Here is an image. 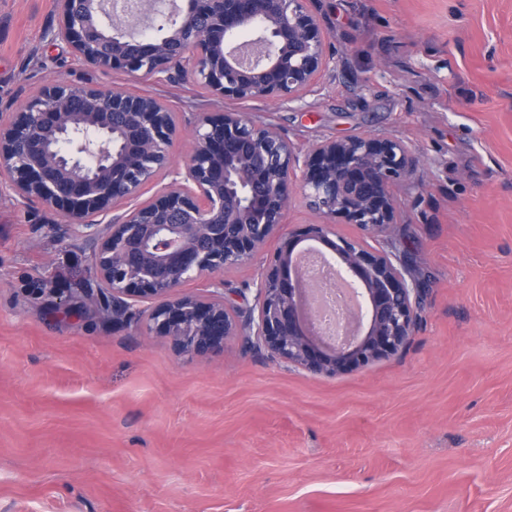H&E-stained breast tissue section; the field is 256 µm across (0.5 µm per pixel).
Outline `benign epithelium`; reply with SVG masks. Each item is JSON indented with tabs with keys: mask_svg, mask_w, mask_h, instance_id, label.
<instances>
[{
	"mask_svg": "<svg viewBox=\"0 0 512 512\" xmlns=\"http://www.w3.org/2000/svg\"><path fill=\"white\" fill-rule=\"evenodd\" d=\"M110 0H56L62 23L49 41L71 44L101 71L156 83L191 82L226 99L295 101L333 54L311 0H187L156 9L138 34ZM182 133L158 97L122 88L47 80L13 112L0 113V182L86 229L101 310L132 316L153 299V329L178 351L202 354L243 337L245 345L313 374L358 368L397 353L413 335L423 288L406 261L368 250L334 230L341 217L382 236L396 223L395 192L420 160L389 137H350L312 146L300 159L270 123L242 112L197 116L183 166L172 148ZM172 180L146 204L121 210L158 173ZM322 222L280 235L296 191ZM110 213L106 224L98 217ZM281 245L255 286L254 304L230 311L224 270L251 261L267 241ZM327 246L359 287V334L332 342L307 310V282L293 263L301 240ZM210 279L213 298L175 296L185 281Z\"/></svg>",
	"mask_w": 512,
	"mask_h": 512,
	"instance_id": "7a95c632",
	"label": "benign epithelium"
}]
</instances>
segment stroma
<instances>
[{
	"label": "stroma",
	"mask_w": 512,
	"mask_h": 512,
	"mask_svg": "<svg viewBox=\"0 0 512 512\" xmlns=\"http://www.w3.org/2000/svg\"><path fill=\"white\" fill-rule=\"evenodd\" d=\"M336 54L276 106L102 73L55 0H0V113L46 78L248 114L298 153L403 141L419 157L387 240L423 292L397 354L333 375L227 340L179 354L102 317L81 227L0 185V512H512V0H313ZM226 270L234 305L279 247Z\"/></svg>",
	"instance_id": "obj_1"
}]
</instances>
